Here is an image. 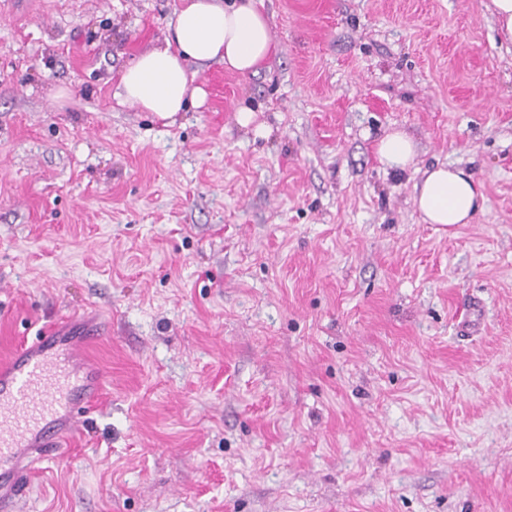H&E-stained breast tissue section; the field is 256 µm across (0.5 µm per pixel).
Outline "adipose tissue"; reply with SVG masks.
<instances>
[{
	"label": "adipose tissue",
	"mask_w": 512,
	"mask_h": 512,
	"mask_svg": "<svg viewBox=\"0 0 512 512\" xmlns=\"http://www.w3.org/2000/svg\"><path fill=\"white\" fill-rule=\"evenodd\" d=\"M276 52L264 0H180L163 44L122 72L114 97L118 104L171 121L187 106H202L207 99L189 62L220 63L248 77ZM482 201L473 174L447 165L427 170L414 197L428 224L470 223Z\"/></svg>",
	"instance_id": "ef3b65f1"
}]
</instances>
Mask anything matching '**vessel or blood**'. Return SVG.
Instances as JSON below:
<instances>
[{
    "instance_id": "b4317fda",
    "label": "vessel or blood",
    "mask_w": 512,
    "mask_h": 512,
    "mask_svg": "<svg viewBox=\"0 0 512 512\" xmlns=\"http://www.w3.org/2000/svg\"><path fill=\"white\" fill-rule=\"evenodd\" d=\"M106 333L69 316L0 366V512H15L24 473L52 461L85 421L104 382L85 349Z\"/></svg>"
}]
</instances>
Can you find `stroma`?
<instances>
[{
  "mask_svg": "<svg viewBox=\"0 0 512 512\" xmlns=\"http://www.w3.org/2000/svg\"><path fill=\"white\" fill-rule=\"evenodd\" d=\"M489 3L265 0L278 53L202 69L167 123L113 92L179 0H0V361L66 316L110 327L86 427L17 512H512ZM395 129L401 171L375 152ZM441 164L481 183L471 223L417 211ZM376 152L388 168L405 169L416 153L413 138L403 130H394L379 140Z\"/></svg>",
  "mask_w": 512,
  "mask_h": 512,
  "instance_id": "1",
  "label": "stroma"
}]
</instances>
